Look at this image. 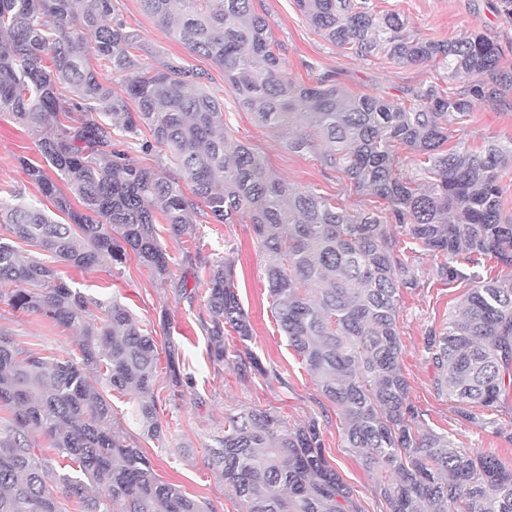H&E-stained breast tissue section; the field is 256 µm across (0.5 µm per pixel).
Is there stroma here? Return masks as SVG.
I'll return each mask as SVG.
<instances>
[{"instance_id":"35a3bbf8","label":"stroma","mask_w":512,"mask_h":512,"mask_svg":"<svg viewBox=\"0 0 512 512\" xmlns=\"http://www.w3.org/2000/svg\"><path fill=\"white\" fill-rule=\"evenodd\" d=\"M378 10L398 12L411 30L422 38L448 41L470 30L487 33L505 50V64H512V23L494 11L496 0H373ZM131 27L140 30L142 47L137 59L155 65L177 59L210 74L209 88L224 101V120L233 141L252 147L269 170L299 188H309L334 198L356 212L377 206L375 198L355 191L340 173L325 168L311 154L295 153L286 145L285 132L257 123L251 113L241 110L223 72L209 59L191 53L170 32L148 16L139 0H115ZM268 15L273 39L281 59L295 81L313 84L324 77L352 94H383L404 98L411 90L428 84L448 92H460L465 82L445 78L441 68L429 63L398 65L383 58L366 61L329 43L315 30L295 0H261ZM469 145L481 147L485 139L512 135V111L476 103L461 126ZM35 138L14 118L0 112V192L12 189L38 206L49 207L38 185L26 170V163H41ZM159 240L171 259L173 279L160 283L136 259L119 266L104 262L92 271L57 264L60 277L85 296L117 300L126 305L139 324L151 330L166 365L168 343L180 348L186 373L192 381L177 389L160 387V419L167 432L163 440L144 443L158 477L181 488L197 501L212 505L215 512H238L240 505L224 488L212 469L208 450L224 432V416L249 407L277 411L291 425L317 421L326 459L336 467L363 512H381L376 493L377 477L361 465L354 449L348 448L341 430L339 412L322 394L315 378L289 347L272 311L266 270L272 262L248 224H203L196 236H171L165 222L157 224ZM218 255L234 262L238 298L253 328L250 342H240L225 332L228 351L257 356L266 376L244 378L233 365L211 361L208 340L199 324L202 300L187 303L175 290L176 281L193 284L202 275L200 259ZM423 285L403 293L400 301L402 368L410 386V399L424 411L429 425L451 432L455 441L482 454L496 456L512 468V409L499 416L501 433L482 429L461 419L456 403L437 393L434 369L426 360L424 338L432 327L441 326L449 311L468 292L465 284L449 285L433 272L429 257L419 262ZM0 329L12 333L20 346L55 358L77 351L79 333L53 325L44 317L11 310L0 299Z\"/></svg>"}]
</instances>
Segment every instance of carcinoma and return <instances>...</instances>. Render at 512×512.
<instances>
[{"instance_id":"obj_1","label":"carcinoma","mask_w":512,"mask_h":512,"mask_svg":"<svg viewBox=\"0 0 512 512\" xmlns=\"http://www.w3.org/2000/svg\"><path fill=\"white\" fill-rule=\"evenodd\" d=\"M315 30L365 60L433 63L448 79L477 78L463 94L428 85L399 98L345 92L320 80L295 82L284 68L256 0H141L189 51L211 60L238 107L265 126L296 129L288 149L316 154L357 191L386 201L352 213L271 173L252 148L231 143L224 102L209 74L168 59L141 65L139 30L114 0H0V112L36 137L54 171L25 163L54 211L21 193L0 197V286L10 305L79 330L78 352L48 359L0 330V512H208L180 486L155 477L139 440L164 437L151 333L117 301L85 297L40 258L80 270L104 255H134L162 282L170 260L155 231L163 216L175 236L199 224L252 225L274 261L267 269L272 309L290 346L336 405L347 446L380 476L382 512H512V468L438 433L409 396L401 365L399 302L420 287L422 253L448 284L471 291L425 336L436 387L460 402V416L485 429L512 395V278L485 280L482 260L512 267V219L502 213V181L512 169V136L472 149L455 125L484 100L512 108V67L502 46L477 31L446 41L410 34L397 12L371 0H296ZM107 63L116 90L88 55ZM420 157L407 169L397 149ZM166 152L163 175L131 157ZM30 247L22 255L15 245ZM207 276L179 295L200 296L198 323L215 363L264 376L258 359L230 355L224 329L243 343L252 326L228 257L205 262ZM166 383L185 378L168 344ZM130 396L133 436L109 393ZM49 439L66 464L35 454ZM211 465L242 512H363L325 458L316 422L289 426L268 409L224 415ZM62 488L56 495L54 486Z\"/></svg>"}]
</instances>
